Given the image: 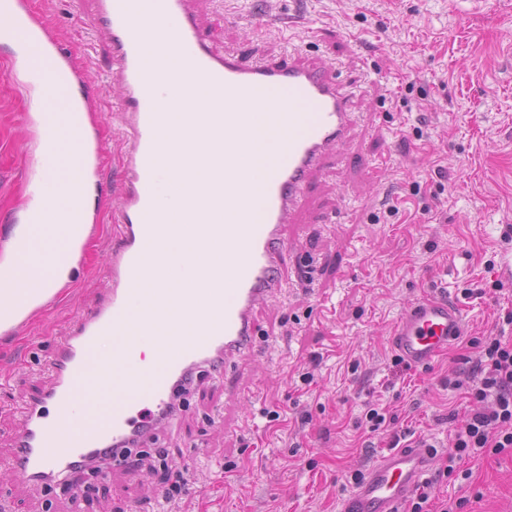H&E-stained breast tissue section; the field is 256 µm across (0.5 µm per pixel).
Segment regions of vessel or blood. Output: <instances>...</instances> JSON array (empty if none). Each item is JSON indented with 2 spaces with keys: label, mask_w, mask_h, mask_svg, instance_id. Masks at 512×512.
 <instances>
[{
  "label": "vessel or blood",
  "mask_w": 512,
  "mask_h": 512,
  "mask_svg": "<svg viewBox=\"0 0 512 512\" xmlns=\"http://www.w3.org/2000/svg\"><path fill=\"white\" fill-rule=\"evenodd\" d=\"M94 28L112 49L108 85L121 96L112 115L126 150L121 193L112 211L117 227L107 290L80 314L47 359L49 384L24 400L23 421L13 439L17 480L33 488L60 479L71 466L109 449L121 454L155 435L157 421L174 419L175 391L199 371L226 378L235 360L257 350L256 312L284 286L292 245L285 228L310 201L313 175L343 154L357 124L349 84L324 66L295 60L247 63L215 50L199 29L189 0H91ZM0 42L13 45L27 63L19 86L43 95L59 80L82 81L58 49L54 28L32 0H0ZM153 43L152 62L143 50ZM181 68L170 75L171 56ZM203 87L206 111L188 114L182 134L194 142H221L224 163L208 181L184 186L172 181L164 161L169 116L161 104ZM98 100L75 112L46 109L22 113L44 143L38 188L28 195L21 223L51 218L47 195L56 184L66 147L80 146L67 176V194L79 202L98 173L99 154L88 146V128ZM267 138L260 169L238 167L256 133ZM187 225L209 260L172 267L158 249L171 246L174 231ZM192 316L193 340L174 335L165 323L171 310ZM465 315L451 298L438 295L411 304L398 318L392 343L413 367L429 365L463 332ZM154 362L143 363V347ZM55 407L75 421L99 419L92 434L50 454L56 431L43 417ZM428 449L394 448L371 465L341 512H403L428 473Z\"/></svg>",
  "instance_id": "b4317fda"
}]
</instances>
